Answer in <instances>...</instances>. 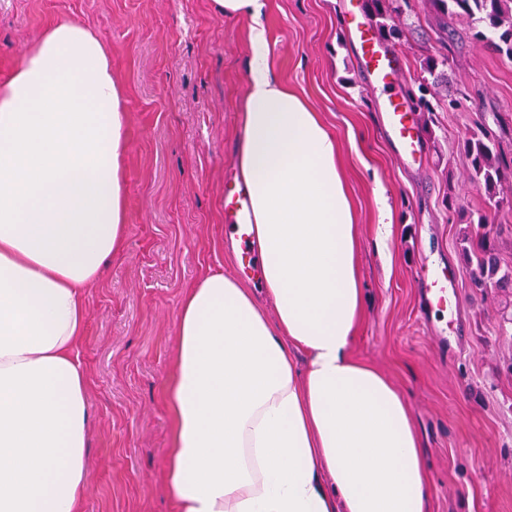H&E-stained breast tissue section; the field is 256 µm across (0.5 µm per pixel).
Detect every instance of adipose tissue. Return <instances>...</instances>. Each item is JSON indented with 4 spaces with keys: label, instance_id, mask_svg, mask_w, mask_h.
<instances>
[{
    "label": "adipose tissue",
    "instance_id": "ef3b65f1",
    "mask_svg": "<svg viewBox=\"0 0 512 512\" xmlns=\"http://www.w3.org/2000/svg\"><path fill=\"white\" fill-rule=\"evenodd\" d=\"M216 2L252 21L237 164L262 290L219 271L180 305L168 493L179 512H427L411 411L352 352L363 290L338 142L276 77L258 0ZM128 121L104 45L75 21L0 83V512H77L87 487L73 351L83 291L125 243Z\"/></svg>",
    "mask_w": 512,
    "mask_h": 512
}]
</instances>
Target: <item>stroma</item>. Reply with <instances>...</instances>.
<instances>
[{
  "label": "stroma",
  "instance_id": "1",
  "mask_svg": "<svg viewBox=\"0 0 512 512\" xmlns=\"http://www.w3.org/2000/svg\"><path fill=\"white\" fill-rule=\"evenodd\" d=\"M279 79L305 96L339 144L354 204L364 300L354 355L382 370L409 403L431 487L429 512H512V298L477 290L456 238L487 202L459 144L475 121L512 129V63L467 38H411L397 51L410 84L428 52L449 56V93L475 106L436 113L421 163L406 165L382 134L383 97L364 83L345 23L348 0H261ZM62 20L106 46L128 103L126 240L84 290L75 353L91 410L87 491L79 512H178L164 486L173 418L166 386L185 292L238 272L224 228V185L243 135L246 18L216 0H0V80ZM391 206L388 253L376 245V186ZM446 272L456 310L436 305L425 275Z\"/></svg>",
  "mask_w": 512,
  "mask_h": 512
}]
</instances>
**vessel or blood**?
<instances>
[{
    "label": "vessel or blood",
    "mask_w": 512,
    "mask_h": 512,
    "mask_svg": "<svg viewBox=\"0 0 512 512\" xmlns=\"http://www.w3.org/2000/svg\"><path fill=\"white\" fill-rule=\"evenodd\" d=\"M346 25L368 87L385 96V136L402 160L414 164L421 162L424 144L418 135L411 109L396 89L403 73L401 59L387 52L364 10H349ZM224 210L239 242V256L244 269L257 267L258 254L250 233L253 216L245 190L234 186L226 188Z\"/></svg>",
    "instance_id": "1"
}]
</instances>
